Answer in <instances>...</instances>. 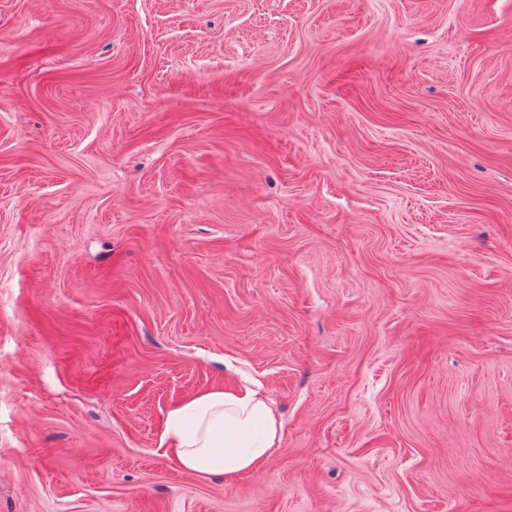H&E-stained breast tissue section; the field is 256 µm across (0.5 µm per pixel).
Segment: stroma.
<instances>
[{"label":"stroma","instance_id":"obj_1","mask_svg":"<svg viewBox=\"0 0 512 512\" xmlns=\"http://www.w3.org/2000/svg\"><path fill=\"white\" fill-rule=\"evenodd\" d=\"M0 512H512V0H0ZM280 423L249 387L201 394L170 412L162 443L202 480H235L258 469L277 448Z\"/></svg>","mask_w":512,"mask_h":512}]
</instances>
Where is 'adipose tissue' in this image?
<instances>
[{"mask_svg": "<svg viewBox=\"0 0 512 512\" xmlns=\"http://www.w3.org/2000/svg\"><path fill=\"white\" fill-rule=\"evenodd\" d=\"M280 423L249 387L201 394L170 412L162 441L179 465L206 480H235L258 469L277 448Z\"/></svg>", "mask_w": 512, "mask_h": 512, "instance_id": "adipose-tissue-1", "label": "adipose tissue"}]
</instances>
